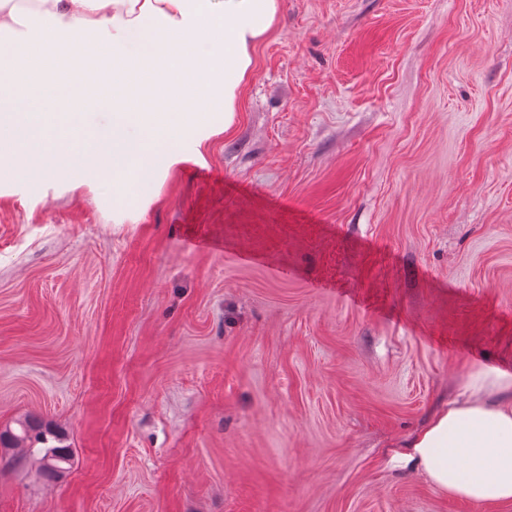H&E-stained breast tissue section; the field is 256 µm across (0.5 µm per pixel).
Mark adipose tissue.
Instances as JSON below:
<instances>
[{
    "label": "adipose tissue",
    "instance_id": "obj_1",
    "mask_svg": "<svg viewBox=\"0 0 512 512\" xmlns=\"http://www.w3.org/2000/svg\"><path fill=\"white\" fill-rule=\"evenodd\" d=\"M279 10L280 0H0V36L11 38L0 49V154L15 175L111 182L120 205L182 162L178 144L216 133V113L232 126ZM106 99L110 130L74 146ZM76 154L90 177L70 167ZM511 389L510 373H471L464 398L412 438L408 460L448 496L512 503Z\"/></svg>",
    "mask_w": 512,
    "mask_h": 512
}]
</instances>
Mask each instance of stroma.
Here are the masks:
<instances>
[{"mask_svg": "<svg viewBox=\"0 0 512 512\" xmlns=\"http://www.w3.org/2000/svg\"><path fill=\"white\" fill-rule=\"evenodd\" d=\"M255 55L120 215L0 159V429L72 451L0 447V512H512L394 456L512 372V0H281ZM16 424L18 429L0 431L1 448L27 447L34 450L37 444L44 445L37 451L42 453V470L49 478L59 477L70 468V448L63 444L62 438L48 424L35 418H24ZM51 441H56L59 445L49 446Z\"/></svg>", "mask_w": 512, "mask_h": 512, "instance_id": "stroma-1", "label": "stroma"}]
</instances>
